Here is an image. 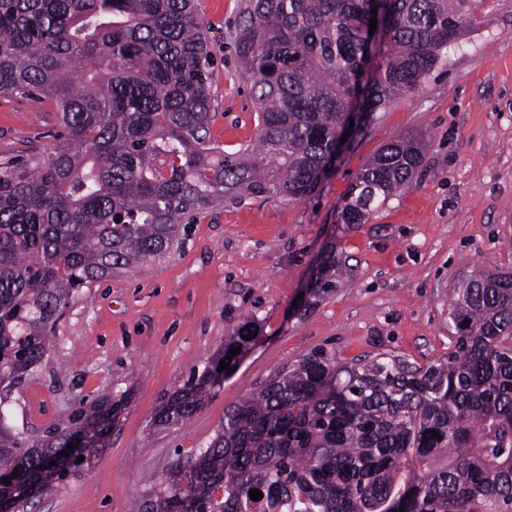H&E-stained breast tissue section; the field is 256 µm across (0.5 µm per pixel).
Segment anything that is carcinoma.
<instances>
[{"mask_svg": "<svg viewBox=\"0 0 512 512\" xmlns=\"http://www.w3.org/2000/svg\"><path fill=\"white\" fill-rule=\"evenodd\" d=\"M374 8L384 41L362 89ZM467 23L454 0H243L232 39L261 116L255 144L226 153L211 132L194 0H0V95L49 100L60 125L49 153L0 164V504L45 473L78 472L76 460L49 462L112 416L104 395L36 442L9 424L7 399L50 363L79 294L163 256L179 225L215 204L307 196L344 113L361 96L371 113L414 91ZM421 162L413 140L385 145L350 185L340 222L364 223ZM341 270L329 255L311 296L334 292ZM449 318L452 351L424 367L318 350L276 372L154 480L141 509L512 512V274L461 284ZM256 332L250 319L227 337L156 425L191 420L220 362Z\"/></svg>", "mask_w": 512, "mask_h": 512, "instance_id": "1", "label": "carcinoma"}]
</instances>
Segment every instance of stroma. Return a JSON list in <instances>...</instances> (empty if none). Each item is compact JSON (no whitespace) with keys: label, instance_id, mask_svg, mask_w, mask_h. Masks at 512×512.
Returning a JSON list of instances; mask_svg holds the SVG:
<instances>
[{"label":"stroma","instance_id":"obj_1","mask_svg":"<svg viewBox=\"0 0 512 512\" xmlns=\"http://www.w3.org/2000/svg\"><path fill=\"white\" fill-rule=\"evenodd\" d=\"M239 0H197L212 54V132L225 152L251 144L257 112L229 38ZM470 24L411 93L379 110L319 187L291 200L247 198L199 214L173 248L84 290L51 339L52 367L10 402L31 440L104 392L121 405L77 475L28 512H139L151 478L204 447L230 405L323 349L351 362L388 354L425 366L450 350L454 288L481 270L512 272V0H464ZM58 114L34 95L0 97V160L51 149ZM414 139L409 187L362 224L338 223L348 187L382 146ZM336 250V292L305 316L293 302ZM262 331L221 388L184 425L153 417L248 318Z\"/></svg>","mask_w":512,"mask_h":512}]
</instances>
